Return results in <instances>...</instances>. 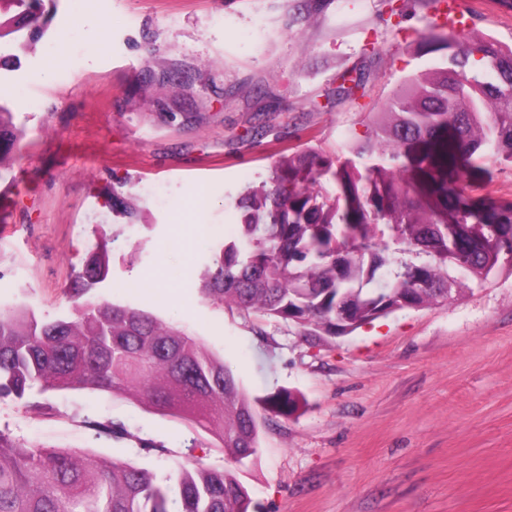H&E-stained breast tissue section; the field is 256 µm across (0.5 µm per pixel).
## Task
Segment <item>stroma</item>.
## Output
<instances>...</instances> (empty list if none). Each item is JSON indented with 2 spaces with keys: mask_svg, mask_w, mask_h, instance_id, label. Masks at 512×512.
<instances>
[{
  "mask_svg": "<svg viewBox=\"0 0 512 512\" xmlns=\"http://www.w3.org/2000/svg\"><path fill=\"white\" fill-rule=\"evenodd\" d=\"M467 30L512 47V0H464ZM43 35L7 38L23 129L0 221V305L50 320L99 240L100 298L179 326L250 396L304 404L261 428L240 476L258 512H512V273L461 275L448 302L403 309L310 346L301 327L204 297L201 269L236 202L282 154L349 156L410 75L446 62L419 37L429 0H48ZM364 93L344 94L342 74ZM160 186L157 201L151 186ZM133 198L134 223L112 211ZM129 435L96 437L88 421ZM0 431L128 461L158 478L220 468L211 436L105 393L0 396ZM196 447H189V439ZM164 453L141 449V441Z\"/></svg>",
  "mask_w": 512,
  "mask_h": 512,
  "instance_id": "stroma-1",
  "label": "stroma"
}]
</instances>
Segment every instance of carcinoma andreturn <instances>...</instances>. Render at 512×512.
<instances>
[{
  "instance_id": "cac0c4a2",
  "label": "carcinoma",
  "mask_w": 512,
  "mask_h": 512,
  "mask_svg": "<svg viewBox=\"0 0 512 512\" xmlns=\"http://www.w3.org/2000/svg\"><path fill=\"white\" fill-rule=\"evenodd\" d=\"M44 0H0L17 10L15 28L40 25ZM427 44L448 50V66L410 79L377 113L357 159L291 152L270 181L246 190L235 235L200 279L201 292L238 310L292 322L316 341L336 335V307L351 330L389 312L448 301L461 286L449 270L488 276L512 270V201L468 194L477 159L512 165V48L431 23ZM0 103V170L19 131ZM385 225L401 252L382 241ZM111 272L107 249L86 260L74 315L40 321L0 308V396L33 390H88L122 397L208 433L226 465L181 466L160 481L119 460L30 446L0 432V512H251L238 477L260 448V423L291 418L298 393L259 401L207 347L152 314L86 297ZM262 411H257L256 405ZM123 438L121 422H88Z\"/></svg>"
}]
</instances>
